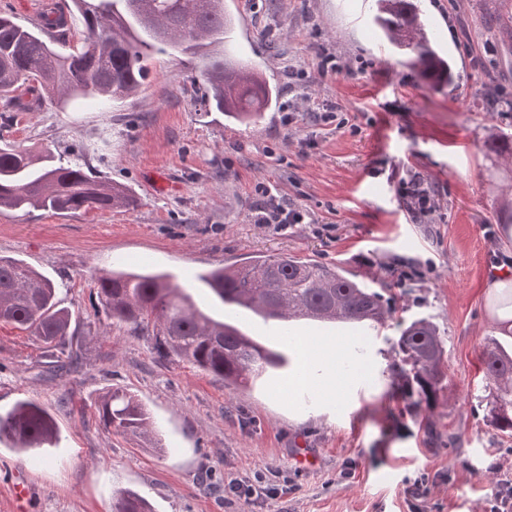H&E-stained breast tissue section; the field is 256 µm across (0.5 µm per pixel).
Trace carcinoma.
<instances>
[{
	"label": "carcinoma",
	"instance_id": "1",
	"mask_svg": "<svg viewBox=\"0 0 512 512\" xmlns=\"http://www.w3.org/2000/svg\"><path fill=\"white\" fill-rule=\"evenodd\" d=\"M82 16L86 35L81 47L63 53L51 29L63 26V7L44 23L21 25L0 16V99L19 108L17 91L34 82L39 102L63 103L78 96L106 101L135 94L148 71L145 61L163 46L203 59L202 106L240 122L259 119L276 103L275 87L239 65L224 51L231 19L224 0H71ZM373 23L390 46L409 52L407 63L423 80L443 89L454 84L452 61L439 53L422 21L417 0H376ZM492 109L512 112V98L486 92ZM138 197L126 186L87 174L82 165L46 150L35 156L0 147V209L23 214L126 210ZM226 306L248 309L265 319H310L321 323L365 326L384 321L380 293L348 277L337 266L304 262L295 256L258 257L217 267L199 275ZM107 314L137 336L152 339L158 354L185 360L246 387L270 370L289 364L284 353L267 348L238 328L201 312L163 273L112 271L96 280ZM0 322L28 330L56 350L55 367L69 372L82 360L81 345L68 337L71 314L62 307L58 288L27 264L0 257ZM398 358L390 364L391 395L418 411L433 412L446 380L445 346L437 327L416 319L396 340ZM488 381L487 418L500 432L512 431V351L495 338L481 353ZM99 423L116 434L151 433L149 414L139 400L114 388L97 401ZM57 435L54 419L32 401L0 415V443L19 450L42 448ZM112 512H150L135 492L120 494Z\"/></svg>",
	"mask_w": 512,
	"mask_h": 512
}]
</instances>
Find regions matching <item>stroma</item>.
<instances>
[{
    "mask_svg": "<svg viewBox=\"0 0 512 512\" xmlns=\"http://www.w3.org/2000/svg\"><path fill=\"white\" fill-rule=\"evenodd\" d=\"M234 25L226 49L276 87L274 108L244 125L201 110L200 59L154 54L137 93L88 96L32 112L0 111V146L50 148L85 172L131 188L136 209L24 215L0 210V257L50 278L83 360L57 375L28 331L0 324V413L38 403L58 427L53 448L0 445V512H15L12 485H29L26 512H112L133 491L154 512H410L407 488L428 476L420 512H486L512 473V433L486 420L481 366L500 328L487 294L512 261V165L490 133L512 139V112H488L485 86L512 96V45L488 25L512 0H419L457 78L432 90L393 53L372 21L374 0H224ZM337 72L320 75L319 54ZM333 108L319 121L317 107ZM417 174L437 207L414 222L396 192ZM275 186L311 221L283 231L257 224V183ZM288 254L336 265L382 294L389 315L368 335L300 321L298 333L355 336L364 375L355 408L313 390L286 391L291 369L245 388L189 362L158 358L151 340L113 324L94 276L126 265L161 271L209 317L264 346L291 351L278 321L227 307L200 282L205 271ZM435 323L447 379L433 413L411 415L389 390L393 345L411 321ZM130 392L153 424L150 440L114 434L95 403ZM314 463L302 465L300 455ZM261 473L270 495L225 492L228 475Z\"/></svg>",
    "mask_w": 512,
    "mask_h": 512,
    "instance_id": "1",
    "label": "stroma"
}]
</instances>
